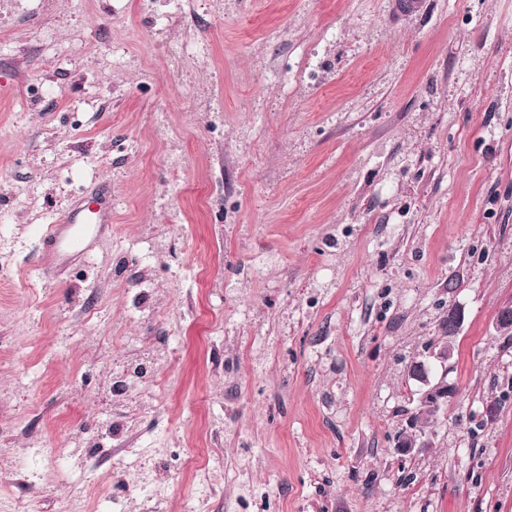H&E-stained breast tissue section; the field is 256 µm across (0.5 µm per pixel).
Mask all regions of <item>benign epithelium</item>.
<instances>
[{
    "mask_svg": "<svg viewBox=\"0 0 512 512\" xmlns=\"http://www.w3.org/2000/svg\"><path fill=\"white\" fill-rule=\"evenodd\" d=\"M448 321L453 334L462 330L465 315L464 309L458 304L448 305ZM453 356L448 343L444 342L428 355L412 362L409 379L413 381L412 402L415 406L427 405L436 413L444 416L448 411V397L456 391V384L448 381V360ZM408 431L399 433L396 449L402 455H408L417 448H429L433 444V436L426 435L418 441L407 438Z\"/></svg>",
    "mask_w": 512,
    "mask_h": 512,
    "instance_id": "benign-epithelium-1",
    "label": "benign epithelium"
}]
</instances>
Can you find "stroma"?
<instances>
[{"label": "stroma", "instance_id": "35a3bbf8", "mask_svg": "<svg viewBox=\"0 0 512 512\" xmlns=\"http://www.w3.org/2000/svg\"><path fill=\"white\" fill-rule=\"evenodd\" d=\"M506 306L512 0H0V512H512ZM112 229V192L97 188L81 197L56 224L42 234L41 270L59 275L72 261L88 260ZM448 341L447 336H439ZM431 349L425 358L412 362L409 379L413 381L415 389L412 391L414 407L427 405L436 413L445 416L448 411V397L456 391V384L448 381V360L453 356L448 348V342ZM437 367L440 369L437 372Z\"/></svg>", "mask_w": 512, "mask_h": 512}]
</instances>
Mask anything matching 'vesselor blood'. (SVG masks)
Returning a JSON list of instances; mask_svg holds the SVG:
<instances>
[{
    "mask_svg": "<svg viewBox=\"0 0 512 512\" xmlns=\"http://www.w3.org/2000/svg\"><path fill=\"white\" fill-rule=\"evenodd\" d=\"M111 228V191L91 190L43 232L42 271L57 275L72 261L89 259L95 246Z\"/></svg>",
    "mask_w": 512,
    "mask_h": 512,
    "instance_id": "1",
    "label": "vessel or blood"
}]
</instances>
